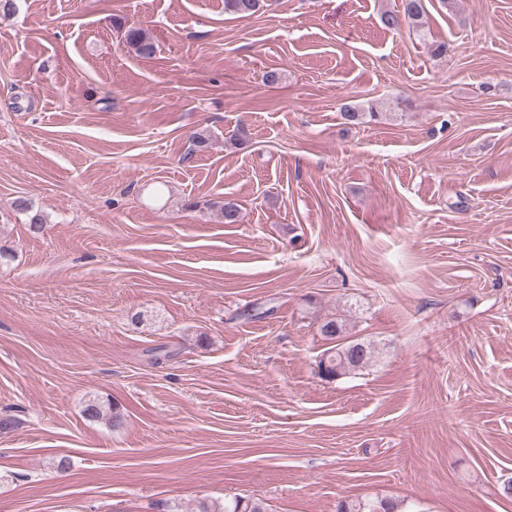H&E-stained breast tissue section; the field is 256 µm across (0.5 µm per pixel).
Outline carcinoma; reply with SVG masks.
Returning <instances> with one entry per match:
<instances>
[{
  "mask_svg": "<svg viewBox=\"0 0 512 512\" xmlns=\"http://www.w3.org/2000/svg\"><path fill=\"white\" fill-rule=\"evenodd\" d=\"M260 0H224V12L241 18L250 17L259 9ZM425 10L423 0H402V10L381 15L382 25L390 30L399 29L408 23L417 29L424 27ZM125 41L136 55L148 58L155 52V45L149 34L137 27L125 30ZM342 118L348 124H358L366 118L376 120L382 116L373 105L357 109L350 105L343 107ZM18 210L27 216L29 230L38 232L45 223V216L24 199L16 201ZM320 335L330 342L319 362V370L326 378H336L353 373L368 366L374 357L372 344L361 340H349L345 335L344 324L331 319L320 326ZM83 414L91 420L107 419L109 427L117 429L123 425V416L117 406L106 410L98 402L89 400ZM399 504L381 499L375 502L343 503L339 512H398ZM222 512H267L261 500L235 499L224 503Z\"/></svg>",
  "mask_w": 512,
  "mask_h": 512,
  "instance_id": "1",
  "label": "carcinoma"
}]
</instances>
